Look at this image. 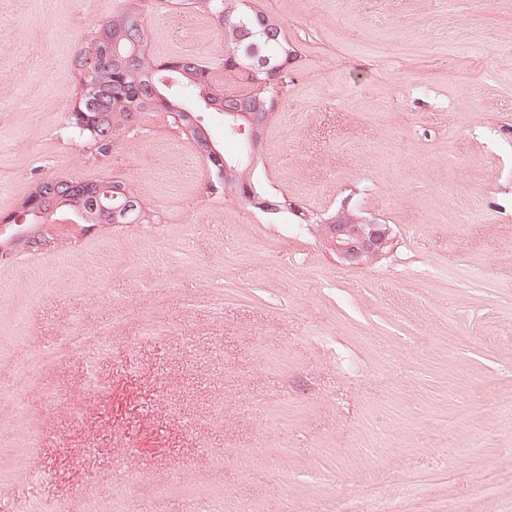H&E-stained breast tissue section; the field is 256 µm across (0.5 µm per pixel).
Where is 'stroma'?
<instances>
[{
	"label": "stroma",
	"instance_id": "1",
	"mask_svg": "<svg viewBox=\"0 0 512 512\" xmlns=\"http://www.w3.org/2000/svg\"><path fill=\"white\" fill-rule=\"evenodd\" d=\"M114 5L0 0V216L48 176L158 216L60 215L0 262V512H512V0H255L297 52L252 169L274 216L166 113L106 155L69 134ZM143 17L159 59L224 56L188 0ZM344 209L388 253L339 262ZM324 244L348 266H364L382 256L392 242L391 225L348 211L318 224Z\"/></svg>",
	"mask_w": 512,
	"mask_h": 512
}]
</instances>
